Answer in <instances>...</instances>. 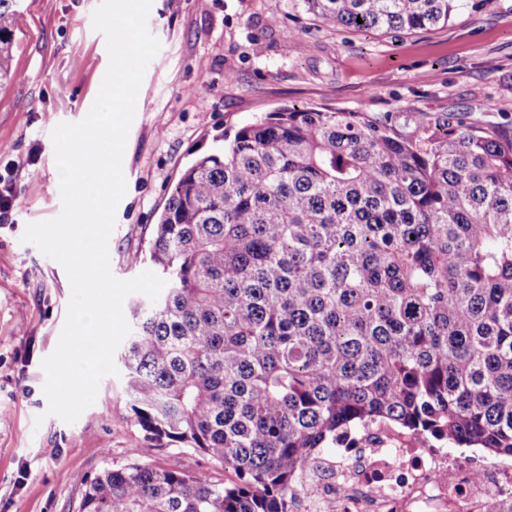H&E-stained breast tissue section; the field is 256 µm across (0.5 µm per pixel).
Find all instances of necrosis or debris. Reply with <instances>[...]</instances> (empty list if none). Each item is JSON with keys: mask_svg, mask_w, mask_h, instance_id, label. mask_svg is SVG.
<instances>
[{"mask_svg": "<svg viewBox=\"0 0 512 512\" xmlns=\"http://www.w3.org/2000/svg\"><path fill=\"white\" fill-rule=\"evenodd\" d=\"M298 512H512V458L451 454L377 423L316 457Z\"/></svg>", "mask_w": 512, "mask_h": 512, "instance_id": "1", "label": "necrosis or debris"}]
</instances>
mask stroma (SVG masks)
Instances as JSON below:
<instances>
[{"instance_id":"1","label":"stroma","mask_w":512,"mask_h":512,"mask_svg":"<svg viewBox=\"0 0 512 512\" xmlns=\"http://www.w3.org/2000/svg\"><path fill=\"white\" fill-rule=\"evenodd\" d=\"M99 0H21L12 61L0 89V174L18 202L0 219V512H78L84 479L134 456L141 438L126 374L104 377L72 424L46 416L42 360L56 348L71 295L64 268L21 243L27 224L61 212L51 139L89 112L109 64L92 27ZM148 29L160 42L136 103L123 158L127 193L108 250L113 274L148 270V242L181 171L213 139L289 104L395 117L453 112L512 132V0L464 9L447 26L382 34L322 26L304 0H153ZM156 464L222 465L185 448Z\"/></svg>"}]
</instances>
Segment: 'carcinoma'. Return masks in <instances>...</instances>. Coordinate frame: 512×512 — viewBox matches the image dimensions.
<instances>
[{
    "instance_id": "obj_1",
    "label": "carcinoma",
    "mask_w": 512,
    "mask_h": 512,
    "mask_svg": "<svg viewBox=\"0 0 512 512\" xmlns=\"http://www.w3.org/2000/svg\"><path fill=\"white\" fill-rule=\"evenodd\" d=\"M305 2L361 32L478 5ZM20 14L0 0V87ZM148 262L167 285L122 355L139 450L79 512H293L305 465L373 423L512 457V133L282 106L183 169ZM166 446L237 481L154 465Z\"/></svg>"
}]
</instances>
